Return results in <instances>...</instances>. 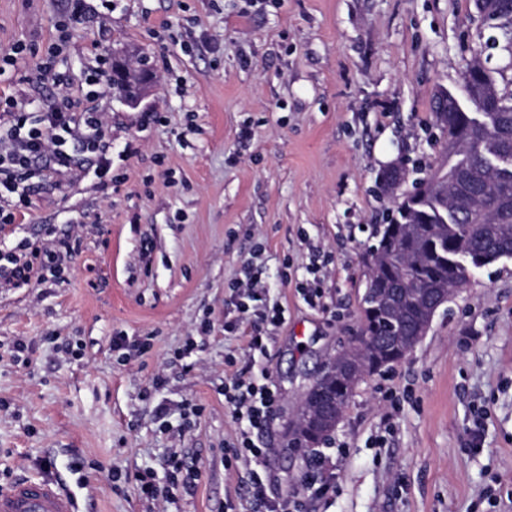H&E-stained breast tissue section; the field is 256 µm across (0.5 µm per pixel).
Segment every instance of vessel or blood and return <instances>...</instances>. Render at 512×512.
Here are the masks:
<instances>
[{
    "label": "vessel or blood",
    "mask_w": 512,
    "mask_h": 512,
    "mask_svg": "<svg viewBox=\"0 0 512 512\" xmlns=\"http://www.w3.org/2000/svg\"><path fill=\"white\" fill-rule=\"evenodd\" d=\"M0 512H78L74 498L56 478L41 477L16 484L0 494Z\"/></svg>",
    "instance_id": "b4317fda"
}]
</instances>
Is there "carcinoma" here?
<instances>
[{
  "instance_id": "1",
  "label": "carcinoma",
  "mask_w": 512,
  "mask_h": 512,
  "mask_svg": "<svg viewBox=\"0 0 512 512\" xmlns=\"http://www.w3.org/2000/svg\"><path fill=\"white\" fill-rule=\"evenodd\" d=\"M482 25L490 30L484 48L500 49L512 56V0H483L478 11ZM482 51L467 65L462 87L465 100L475 111L492 110L494 122L475 121L469 109H459L453 98L438 94L434 118L444 135L446 165L428 180L448 183V196L425 200L401 194L396 216L388 224L373 227L375 245L368 251L373 274L362 295V333L377 340L392 324L410 331L417 325L415 308L403 304L394 317L375 308L376 293L385 288H403L405 293L431 296L464 286L472 270L503 258H512V177L487 167L485 145L495 147L502 159L512 161V80L499 83L484 73ZM406 339L397 338L379 350L366 348L364 360L383 368L399 361ZM290 448H312L303 423L291 425Z\"/></svg>"
}]
</instances>
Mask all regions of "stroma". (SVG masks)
I'll return each mask as SVG.
<instances>
[{
	"label": "stroma",
	"mask_w": 512,
	"mask_h": 512,
	"mask_svg": "<svg viewBox=\"0 0 512 512\" xmlns=\"http://www.w3.org/2000/svg\"><path fill=\"white\" fill-rule=\"evenodd\" d=\"M82 5L76 17L72 0H0V51L27 47L0 97L52 108L65 89L20 77L56 42L72 94L102 56L149 58L154 83L134 107L93 102L107 179L66 139L71 169L35 171L29 210L0 230L5 251L81 243L59 278L0 287V492L49 474L79 512H264L248 467L224 466L241 430L224 378L268 368L280 400L254 441L268 498H293L310 454L287 448L285 427L361 327L368 229L397 198L378 175L403 164L410 189L443 164L432 99L459 93L483 26L473 0ZM316 254L314 309L297 285ZM255 260L282 311L262 356L229 290ZM330 439L334 480L304 512H512V258L475 270L400 362L366 377ZM173 454L200 475L161 506L137 478L170 484Z\"/></svg>",
	"instance_id": "stroma-1"
}]
</instances>
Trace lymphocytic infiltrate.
Wrapping results in <instances>:
<instances>
[{
  "instance_id": "f902f5d3",
  "label": "lymphocytic infiltrate",
  "mask_w": 512,
  "mask_h": 512,
  "mask_svg": "<svg viewBox=\"0 0 512 512\" xmlns=\"http://www.w3.org/2000/svg\"><path fill=\"white\" fill-rule=\"evenodd\" d=\"M0 108L8 113V128H0V200H8V207H0V224H12L30 205L31 187L27 184L29 169L38 163L59 171L70 168L71 156L60 149L64 137L84 138L86 148L98 157L99 176L110 170L107 154L112 147L96 112L83 106L81 99L62 94L57 106L48 112H33L28 102L14 98L5 99ZM78 242L72 237L58 239L51 246L39 248L30 242H20L14 250L0 252V282L20 287L43 283L48 275L58 274L63 257L73 255ZM263 271L255 267L245 274L240 298L251 302L254 315L251 350H265L262 330L265 324L279 323L277 307L268 306ZM224 400L230 404L235 416L244 421L245 429L238 438V456L251 464L250 489L254 498L264 501L266 512H299L287 500H269L265 497L266 483L263 474L254 464L267 456V449L258 447L252 430L262 428L274 413L278 392L268 369L255 375L234 374L224 383Z\"/></svg>"
}]
</instances>
